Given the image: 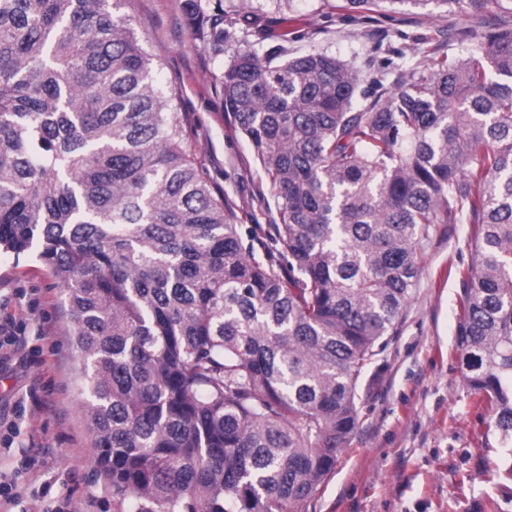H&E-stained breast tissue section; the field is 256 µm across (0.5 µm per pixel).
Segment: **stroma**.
<instances>
[{
    "instance_id": "stroma-1",
    "label": "stroma",
    "mask_w": 512,
    "mask_h": 512,
    "mask_svg": "<svg viewBox=\"0 0 512 512\" xmlns=\"http://www.w3.org/2000/svg\"><path fill=\"white\" fill-rule=\"evenodd\" d=\"M186 0H119L147 50L160 63L161 83L185 112L188 146L237 223L280 221L269 180L235 126L215 77L234 51L214 55L192 35ZM236 29L258 20V51L289 55L325 51L361 74L420 66L421 36L440 32L445 51L463 46V14H424L402 0L381 13L350 14L336 0H223ZM474 227L438 225L422 249L421 272L397 329L369 366L358 391L359 427L334 474L303 512H512V450L494 429L490 410L467 388L457 348L463 296L459 272L474 259ZM0 316L23 319L34 349L0 352V418L27 398L14 448L32 456L24 512L46 498L71 501L76 512H112V491L92 465L94 436L83 411L79 360L59 288L28 255L0 251Z\"/></svg>"
}]
</instances>
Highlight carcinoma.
I'll list each match as a JSON object with an SVG mask.
<instances>
[{
	"label": "carcinoma",
	"mask_w": 512,
	"mask_h": 512,
	"mask_svg": "<svg viewBox=\"0 0 512 512\" xmlns=\"http://www.w3.org/2000/svg\"><path fill=\"white\" fill-rule=\"evenodd\" d=\"M413 2L468 13L465 51L426 36L425 68L370 94L328 52L247 46L223 66L281 219L260 238L110 0H0V247L34 254L67 303L112 512H302L438 224L476 225L457 347L512 445V27L487 21L512 0ZM191 20L223 54V0H192Z\"/></svg>",
	"instance_id": "cac0c4a2"
}]
</instances>
